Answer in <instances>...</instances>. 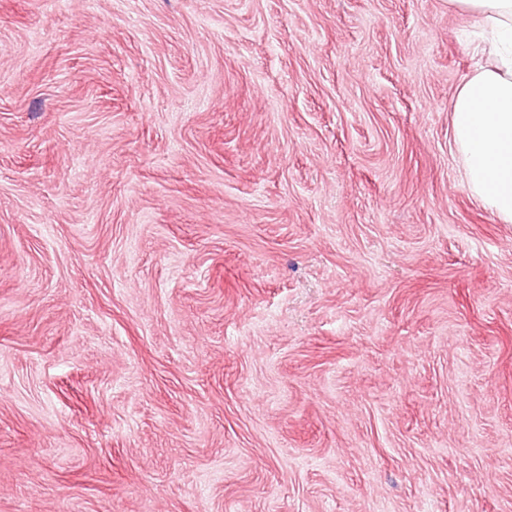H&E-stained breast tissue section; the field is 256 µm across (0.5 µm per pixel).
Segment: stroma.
Segmentation results:
<instances>
[{"instance_id": "1", "label": "stroma", "mask_w": 512, "mask_h": 512, "mask_svg": "<svg viewBox=\"0 0 512 512\" xmlns=\"http://www.w3.org/2000/svg\"><path fill=\"white\" fill-rule=\"evenodd\" d=\"M448 0H0V512H512V224Z\"/></svg>"}]
</instances>
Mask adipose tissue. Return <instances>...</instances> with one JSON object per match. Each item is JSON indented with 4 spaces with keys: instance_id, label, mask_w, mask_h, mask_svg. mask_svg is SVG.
Instances as JSON below:
<instances>
[{
    "instance_id": "adipose-tissue-1",
    "label": "adipose tissue",
    "mask_w": 512,
    "mask_h": 512,
    "mask_svg": "<svg viewBox=\"0 0 512 512\" xmlns=\"http://www.w3.org/2000/svg\"><path fill=\"white\" fill-rule=\"evenodd\" d=\"M477 17L484 47L451 102L463 179L500 223L512 224V0H449Z\"/></svg>"
}]
</instances>
